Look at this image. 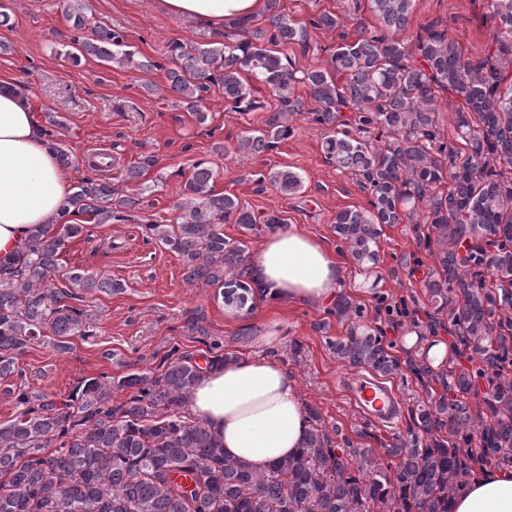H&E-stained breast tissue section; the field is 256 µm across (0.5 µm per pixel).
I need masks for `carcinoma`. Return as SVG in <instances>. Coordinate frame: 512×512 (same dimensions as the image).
Wrapping results in <instances>:
<instances>
[{"instance_id": "obj_1", "label": "carcinoma", "mask_w": 512, "mask_h": 512, "mask_svg": "<svg viewBox=\"0 0 512 512\" xmlns=\"http://www.w3.org/2000/svg\"><path fill=\"white\" fill-rule=\"evenodd\" d=\"M412 2L370 0L382 32L343 41L325 66L298 69L276 47L305 52L309 29L334 31L342 22L330 11L300 22L283 13L280 0H268L258 28L239 26L222 42L170 44L176 67L167 79L192 111L210 83L221 84L237 112L257 108L242 75L266 85L282 110L266 130L245 131L235 145L255 156L293 134L290 118L304 114L295 91L305 87L319 104L310 115L325 130V159L370 194V208L336 214L341 251L368 274L380 260L382 226L413 225L435 260L423 283L434 324L458 337L477 368L460 369L450 359L436 370L425 356L408 355L428 400L410 410L406 435L385 445L391 464L339 427L327 428L308 405L303 448L261 473L225 457L210 427L184 415L203 367L176 346L157 370L82 380L61 404L44 391L23 390L19 413L0 423V512H452V499L475 466L512 468V83L503 86L502 76L512 65V0H490L499 31L475 63L430 24L394 37L406 30ZM86 10L85 0H71L66 20L74 30L88 26ZM72 44L83 56L150 68L134 60L114 29L93 26L91 36H75ZM445 96L454 115L449 135L438 108ZM153 165L144 157L126 169L125 180L138 182ZM214 182L213 168L195 162L186 199L177 205L179 222H149L144 229L178 254L187 284L214 287L225 304L242 308L253 298L249 259L244 243L224 236L223 224L252 235L272 232L285 219L275 212L257 216L236 196L215 192ZM271 183L285 195L302 187L287 169L274 172ZM136 204L112 183L84 177L58 224L0 258V378L18 371L19 356L34 343L48 338L64 353L70 337L90 335L95 313L70 304L81 300L78 292L110 295L121 288L83 269L59 272L70 240L88 230L71 222L70 210L93 224H119ZM378 301L390 320L409 316L403 300L392 305L380 295ZM332 314L346 326L345 335L327 340L337 361L380 376L400 370L381 329L359 323L360 305L341 294ZM185 328L206 346L207 367L228 358L211 339L203 311L188 313ZM479 379L491 386L485 411L471 404ZM433 383L442 388L438 396ZM126 390V399L112 404V393Z\"/></svg>"}]
</instances>
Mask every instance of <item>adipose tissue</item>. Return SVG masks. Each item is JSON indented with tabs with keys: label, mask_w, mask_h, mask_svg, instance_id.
Masks as SVG:
<instances>
[{
	"label": "adipose tissue",
	"mask_w": 512,
	"mask_h": 512,
	"mask_svg": "<svg viewBox=\"0 0 512 512\" xmlns=\"http://www.w3.org/2000/svg\"><path fill=\"white\" fill-rule=\"evenodd\" d=\"M174 17L221 30L247 24L267 0H158ZM71 193L56 151L30 100L0 80V258L13 256L49 224ZM255 293L268 304L324 307L340 290L342 267L298 225L268 234L250 262ZM191 417L206 422L224 454L264 471L293 455L307 436L304 405L277 361L237 357L205 370L189 390ZM454 512H512V468L491 470L458 493Z\"/></svg>",
	"instance_id": "adipose-tissue-1"
}]
</instances>
